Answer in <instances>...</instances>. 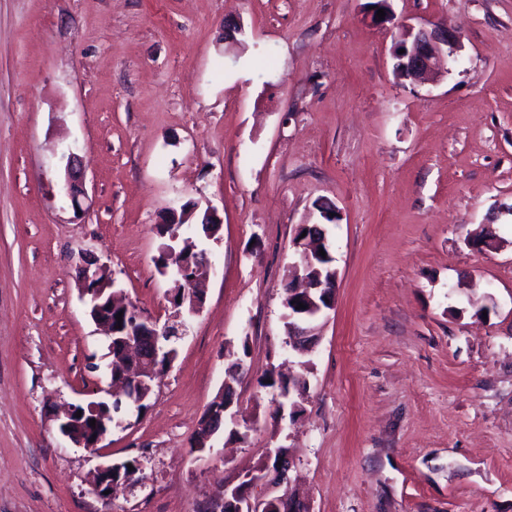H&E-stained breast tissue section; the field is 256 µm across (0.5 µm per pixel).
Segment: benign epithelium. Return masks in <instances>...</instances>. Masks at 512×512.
<instances>
[{"label": "benign epithelium", "instance_id": "7a95c632", "mask_svg": "<svg viewBox=\"0 0 512 512\" xmlns=\"http://www.w3.org/2000/svg\"><path fill=\"white\" fill-rule=\"evenodd\" d=\"M402 38L393 54V70L404 79L415 85L423 83L435 69L441 55L452 57L459 48L460 36L457 31L446 23H425L418 27L411 24L401 25ZM61 190L71 207L79 211L88 199L84 174L77 168V158L67 157L65 173ZM197 210L194 204H184L180 209L171 208L167 211L165 223H189ZM310 225L296 226L293 237L294 247L300 249L299 261L288 268L286 283V299L283 305L287 310L288 322L292 329V337L288 339L289 350L298 357L312 355L318 339L314 331L304 327V324L331 310L335 304V288L338 270H329L328 276H323L316 267L318 260L324 256L305 246L309 237ZM165 262L174 268L172 274L174 288L171 297L179 298V304L186 307L189 314L201 311L205 303L204 289L198 284L216 273L215 268L207 261L206 252L201 250L192 255L181 252L174 247L166 249ZM81 282L80 297L86 312L93 322L105 328L107 342L112 337H122L123 356L126 359L127 376L131 385L112 380V363H107L104 369L106 384L97 387V393L104 394L98 400L85 404L63 401L57 405L54 419L58 424L60 435L76 448H84L94 454L102 448V442L110 433L111 425L106 418L113 413L125 412L134 414L143 410L153 391V381L158 375L160 360L172 358L176 349L165 345L161 336L170 331L172 322L160 324V317L139 309H135L126 301L121 300L114 291L115 280L110 267L94 255L83 260L79 267ZM327 304H322V301ZM303 303L307 308L299 309ZM121 309L127 315L134 316V323L140 325L137 333H131V328L119 329L112 325V311ZM232 407L228 403L222 407L213 406L208 409L204 422L199 425L193 439L192 448L199 452L212 447L213 438L219 430L218 424L207 425L217 417L224 420L227 411ZM81 416H76V412ZM92 412L95 426H90L87 412ZM126 462L103 461L96 466L93 476V486L97 496L110 500L104 494L117 486L130 485L129 476L125 474ZM293 467L289 455H277L274 466H261L255 473L246 477L247 484L231 492L223 490L212 498L213 508L210 512H312L310 504L294 493L253 498L250 489L261 483L273 489L284 483Z\"/></svg>", "mask_w": 512, "mask_h": 512}]
</instances>
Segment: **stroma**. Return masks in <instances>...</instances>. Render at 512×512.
<instances>
[{
  "label": "stroma",
  "mask_w": 512,
  "mask_h": 512,
  "mask_svg": "<svg viewBox=\"0 0 512 512\" xmlns=\"http://www.w3.org/2000/svg\"><path fill=\"white\" fill-rule=\"evenodd\" d=\"M0 0V512H199L289 450L312 512H512V0ZM238 20L240 45L225 43ZM458 31L454 61L393 73L403 22ZM76 154L89 200L59 193ZM215 207L217 273L146 412L106 440L146 462L110 504L46 400H93L105 337L81 253L160 317L169 206ZM336 306L316 322L302 414L260 382L287 363L283 306L318 203ZM244 353L245 439H191Z\"/></svg>",
  "instance_id": "obj_1"
}]
</instances>
